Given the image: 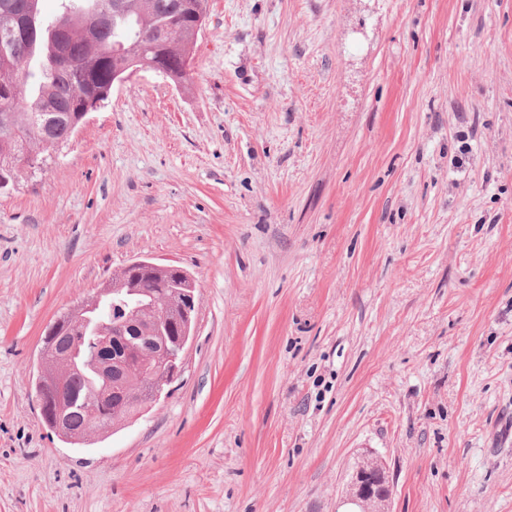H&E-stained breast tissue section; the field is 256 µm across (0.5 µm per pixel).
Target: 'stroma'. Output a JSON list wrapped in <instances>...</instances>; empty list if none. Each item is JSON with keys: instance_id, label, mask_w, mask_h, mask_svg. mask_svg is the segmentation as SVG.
Returning a JSON list of instances; mask_svg holds the SVG:
<instances>
[{"instance_id": "35a3bbf8", "label": "stroma", "mask_w": 512, "mask_h": 512, "mask_svg": "<svg viewBox=\"0 0 512 512\" xmlns=\"http://www.w3.org/2000/svg\"><path fill=\"white\" fill-rule=\"evenodd\" d=\"M0 191V512H512V0H208ZM187 270L160 400L68 443L46 326L127 263ZM375 479L369 477L368 472L361 470L359 466L353 472L351 479L346 487V498L343 502L347 504L356 505L363 510L361 512H385V508L373 509L367 507L369 500L367 498L370 494V483Z\"/></svg>"}]
</instances>
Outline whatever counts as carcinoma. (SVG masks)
<instances>
[{
  "label": "carcinoma",
  "mask_w": 512,
  "mask_h": 512,
  "mask_svg": "<svg viewBox=\"0 0 512 512\" xmlns=\"http://www.w3.org/2000/svg\"><path fill=\"white\" fill-rule=\"evenodd\" d=\"M63 0L59 15L51 22L43 19L41 0H0V181L12 178L19 167L36 168L45 164L61 146L69 143L81 124L83 103H102L112 91V74L126 60L137 59L150 65L156 59V46L139 40L142 29H177L170 43L163 45L167 59L188 78L184 57L195 46L192 10H206V0H122L123 11L110 15L92 34L84 24L98 0ZM123 44V54L114 45ZM130 278L155 292L158 311L171 317L169 335L182 331L179 311L172 303L177 288L175 275L155 278L146 271H135ZM152 316L143 315L139 326L127 335L136 340L142 354L152 353ZM80 335L78 318L68 311L59 318L54 335L47 337L55 356L66 354ZM113 395L98 401L94 409L86 403L92 389V373L72 371L62 391L46 390L41 416L49 422L48 411L57 394L71 401L70 431L81 439L126 420L136 410L125 395V379L112 369Z\"/></svg>",
  "instance_id": "carcinoma-1"
}]
</instances>
